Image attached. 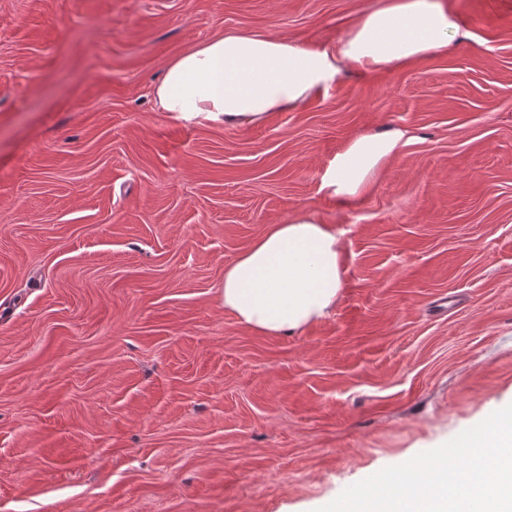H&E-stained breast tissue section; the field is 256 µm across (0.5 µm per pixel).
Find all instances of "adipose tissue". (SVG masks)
Wrapping results in <instances>:
<instances>
[{"label":"adipose tissue","mask_w":512,"mask_h":512,"mask_svg":"<svg viewBox=\"0 0 512 512\" xmlns=\"http://www.w3.org/2000/svg\"><path fill=\"white\" fill-rule=\"evenodd\" d=\"M469 32L449 0H381L336 45L309 48L255 32L228 31L175 56L154 89L159 111L185 124L258 125L328 94L345 71L365 76L447 49ZM401 130L363 134L339 152L323 189L356 196L392 158ZM335 232L301 209L266 230L224 268V309L249 329L293 335L328 318L344 280Z\"/></svg>","instance_id":"adipose-tissue-1"}]
</instances>
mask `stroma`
I'll list each match as a JSON object with an SVG mask.
<instances>
[{"instance_id":"35a3bbf8","label":"stroma","mask_w":512,"mask_h":512,"mask_svg":"<svg viewBox=\"0 0 512 512\" xmlns=\"http://www.w3.org/2000/svg\"><path fill=\"white\" fill-rule=\"evenodd\" d=\"M375 0H0V512H317L512 404V0L471 36L258 125L157 111L224 30L309 47ZM405 144L357 197L354 137ZM310 210L336 309L268 336L224 267ZM403 136L401 130L395 129L353 138L325 171L322 189L341 198L356 196L375 174L378 166L397 153Z\"/></svg>"}]
</instances>
